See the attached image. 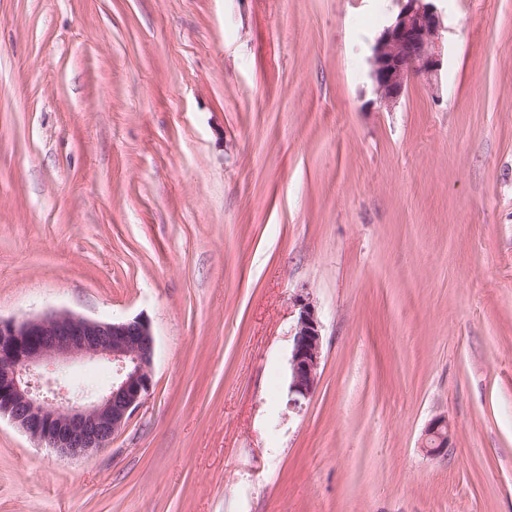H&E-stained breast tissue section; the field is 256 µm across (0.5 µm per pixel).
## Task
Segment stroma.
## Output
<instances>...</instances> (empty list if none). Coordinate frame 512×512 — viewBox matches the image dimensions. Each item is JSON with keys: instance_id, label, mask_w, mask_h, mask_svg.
Listing matches in <instances>:
<instances>
[{"instance_id": "stroma-1", "label": "stroma", "mask_w": 512, "mask_h": 512, "mask_svg": "<svg viewBox=\"0 0 512 512\" xmlns=\"http://www.w3.org/2000/svg\"><path fill=\"white\" fill-rule=\"evenodd\" d=\"M439 7L385 110L392 0H0V317L155 337L106 450L0 417V512H512V0ZM438 0H397L398 10L377 37L370 58L376 102L391 109L416 75L442 68V15ZM298 306L288 366V404L294 407L312 393L321 364L323 340L313 302L302 296ZM450 432L447 418L439 417L432 420L424 434L423 448L426 453L430 456L442 454L448 448Z\"/></svg>"}]
</instances>
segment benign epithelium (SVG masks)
<instances>
[{"instance_id": "7a95c632", "label": "benign epithelium", "mask_w": 512, "mask_h": 512, "mask_svg": "<svg viewBox=\"0 0 512 512\" xmlns=\"http://www.w3.org/2000/svg\"><path fill=\"white\" fill-rule=\"evenodd\" d=\"M437 0H397L398 10L377 37L370 76L379 107L390 109L416 75L442 68V15ZM288 366V404L307 399L321 364L322 333L310 299L298 300ZM155 339L148 321L103 322L71 311L0 318V416L66 457L106 449L143 406L152 388ZM104 360L112 383L79 392L42 367L51 362ZM448 419L432 420L424 434L426 453L438 456L450 439Z\"/></svg>"}]
</instances>
